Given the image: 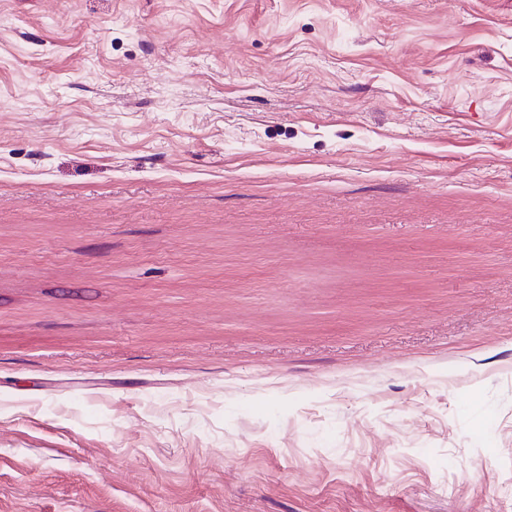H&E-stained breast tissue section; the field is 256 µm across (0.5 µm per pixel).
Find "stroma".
Returning <instances> with one entry per match:
<instances>
[{"label": "stroma", "instance_id": "obj_1", "mask_svg": "<svg viewBox=\"0 0 512 512\" xmlns=\"http://www.w3.org/2000/svg\"><path fill=\"white\" fill-rule=\"evenodd\" d=\"M0 512H512V0H0Z\"/></svg>", "mask_w": 512, "mask_h": 512}]
</instances>
